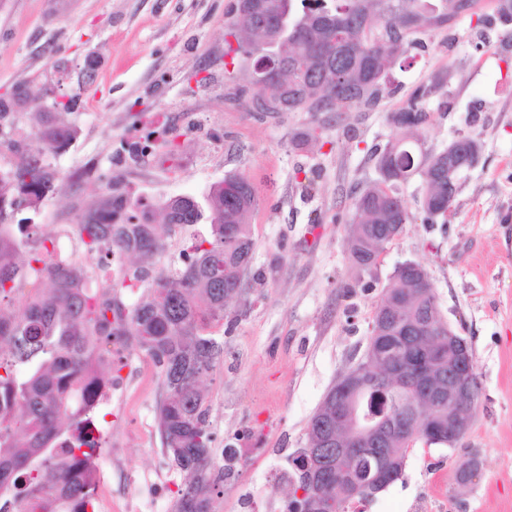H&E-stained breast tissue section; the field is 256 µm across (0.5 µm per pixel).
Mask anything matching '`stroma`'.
<instances>
[{
    "label": "stroma",
    "mask_w": 512,
    "mask_h": 512,
    "mask_svg": "<svg viewBox=\"0 0 512 512\" xmlns=\"http://www.w3.org/2000/svg\"><path fill=\"white\" fill-rule=\"evenodd\" d=\"M233 3L0 0V97L19 84L31 92L13 139L39 150L28 115L62 102L77 129L46 156L58 180L34 217L38 236L104 288L118 261L87 254L69 224L113 182L153 204L202 197L228 174L254 184L249 273L263 281L229 303L224 361L203 380L215 453L239 451L213 512H284L289 485H271L270 472H291L310 418L365 355L382 289L399 264L419 263L472 351L479 395L455 446L417 444L402 477L361 512H512V44L501 38L498 0L414 34L383 98L339 116L244 106L250 86L225 53ZM419 89L423 150L464 134L480 141V157L460 174L448 213L405 225L362 271L347 251L350 199L378 180V154L403 135L390 116ZM315 127L322 139L301 142ZM121 363L98 409L96 512H173L179 478L162 452L159 370L137 353ZM472 458L478 477L458 485V467Z\"/></svg>",
    "instance_id": "stroma-1"
}]
</instances>
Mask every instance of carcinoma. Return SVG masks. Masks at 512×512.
<instances>
[{
  "label": "carcinoma",
  "instance_id": "obj_1",
  "mask_svg": "<svg viewBox=\"0 0 512 512\" xmlns=\"http://www.w3.org/2000/svg\"><path fill=\"white\" fill-rule=\"evenodd\" d=\"M249 0H236L226 25V54L248 72L249 53L267 45L271 59L297 66L280 74L253 97L283 95L287 87L295 112L343 113L372 107L386 90L388 74L412 45L409 36L451 21L448 0L442 12L428 15L421 0H376L387 5L386 39L366 37L369 0H261L260 21L246 14ZM326 31L334 38L331 62L316 60L311 41ZM28 88L0 98V126L20 106ZM422 95L391 115L407 136L386 145L377 159L415 152L413 130L424 119ZM33 135L44 152L66 148L76 130L56 112H31ZM424 163L425 223L437 218L433 200L453 205L457 191L439 176L448 153H420ZM367 186L353 198L348 250L352 262L379 256L387 245L385 224H410L402 195L390 180ZM55 170L41 154L16 149V158L0 169V302L29 289L21 307H0V512H96L97 469L103 453L95 413L112 387L102 374L112 365L117 346L150 357L161 370L163 397L157 406L163 453L169 469L183 477L174 512H211L224 482L236 475L235 455L223 451L213 461L209 404L201 379L224 360V340L213 329L224 325V271L235 268L253 250L249 216L257 205L254 185L237 174L214 183L198 208L178 198L156 205L165 227L206 224L208 234L194 237L177 260L161 269L151 262L164 250L152 210L131 199L119 183L102 203L80 209L70 224L87 252L103 253L120 263V274L99 290L88 286L85 268L60 257L48 239L32 238L29 212L55 192ZM234 224L239 239L224 238ZM140 290L128 304L123 294ZM410 445L394 438L388 446L394 467L389 482L403 473Z\"/></svg>",
  "mask_w": 512,
  "mask_h": 512
}]
</instances>
